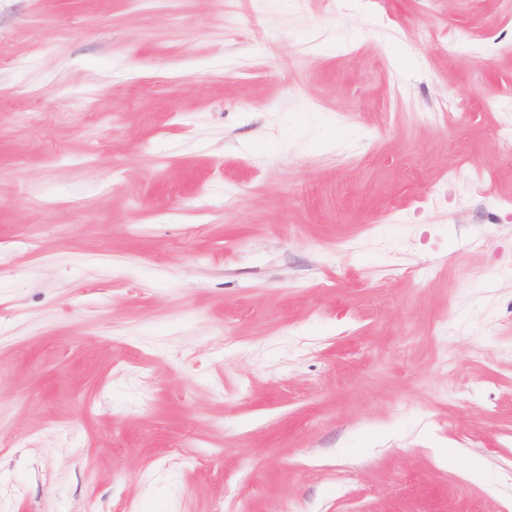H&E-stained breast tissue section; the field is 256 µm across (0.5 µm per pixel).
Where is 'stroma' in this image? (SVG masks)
I'll return each mask as SVG.
<instances>
[{"mask_svg": "<svg viewBox=\"0 0 512 512\" xmlns=\"http://www.w3.org/2000/svg\"><path fill=\"white\" fill-rule=\"evenodd\" d=\"M178 5L0 0V512H512V0Z\"/></svg>", "mask_w": 512, "mask_h": 512, "instance_id": "1", "label": "stroma"}]
</instances>
